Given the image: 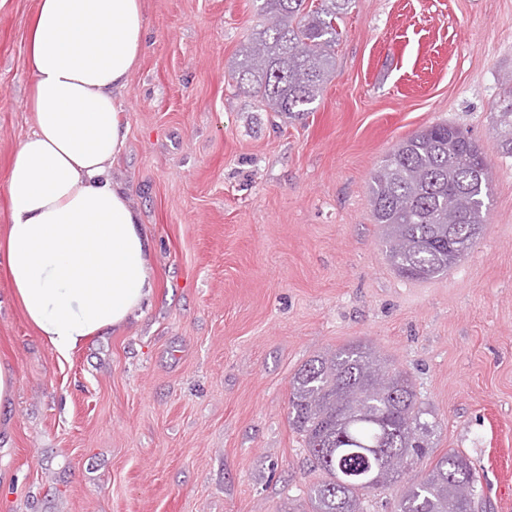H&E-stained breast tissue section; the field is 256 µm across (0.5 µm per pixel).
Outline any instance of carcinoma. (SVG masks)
<instances>
[{"mask_svg": "<svg viewBox=\"0 0 512 512\" xmlns=\"http://www.w3.org/2000/svg\"><path fill=\"white\" fill-rule=\"evenodd\" d=\"M268 24L239 51L231 79L273 112H309L336 59L337 20L351 0H257ZM500 154L512 157V89L496 113ZM373 215L384 228L397 274L429 280L475 245L489 199L486 158L459 127L439 123L402 141L374 172ZM290 425L326 479L313 512H361V500L397 484L425 457L431 425L412 380L361 345L315 357L293 377ZM400 466L381 487L365 488L342 469L374 470L370 449ZM476 479L463 453L450 449L400 496L398 512H476Z\"/></svg>", "mask_w": 512, "mask_h": 512, "instance_id": "cac0c4a2", "label": "carcinoma"}]
</instances>
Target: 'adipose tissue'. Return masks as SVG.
Masks as SVG:
<instances>
[{
	"label": "adipose tissue",
	"instance_id": "obj_1",
	"mask_svg": "<svg viewBox=\"0 0 512 512\" xmlns=\"http://www.w3.org/2000/svg\"><path fill=\"white\" fill-rule=\"evenodd\" d=\"M144 34L141 0H38L30 27L34 128L11 157L0 265L62 355L124 325L154 293L150 241L109 177L126 125L115 95Z\"/></svg>",
	"mask_w": 512,
	"mask_h": 512
}]
</instances>
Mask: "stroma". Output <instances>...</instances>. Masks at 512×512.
I'll return each mask as SVG.
<instances>
[{
  "label": "stroma",
  "mask_w": 512,
  "mask_h": 512,
  "mask_svg": "<svg viewBox=\"0 0 512 512\" xmlns=\"http://www.w3.org/2000/svg\"><path fill=\"white\" fill-rule=\"evenodd\" d=\"M37 0H0V190L31 133ZM146 47L119 95L112 182L152 242L149 305L68 355L28 323L0 268V512H311L325 479L288 421L310 359L364 345L413 379L432 423L425 475L472 463L512 512V158L495 113L512 74V0H352L310 112L231 81L255 0H144ZM491 167L482 232L448 272L400 277L370 174L436 123Z\"/></svg>",
  "instance_id": "1"
}]
</instances>
